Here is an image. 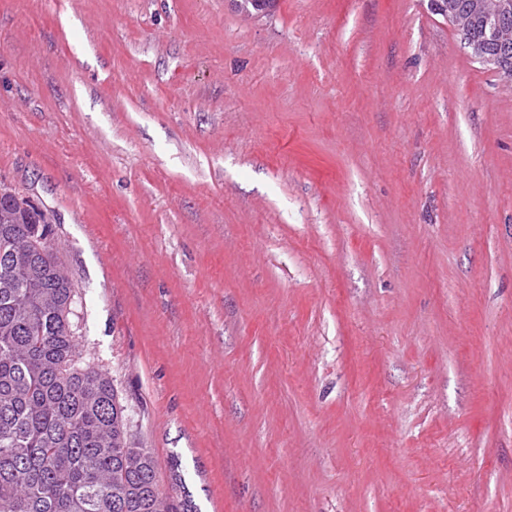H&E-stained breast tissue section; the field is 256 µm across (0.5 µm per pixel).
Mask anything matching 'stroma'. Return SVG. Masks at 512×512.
Wrapping results in <instances>:
<instances>
[{
	"mask_svg": "<svg viewBox=\"0 0 512 512\" xmlns=\"http://www.w3.org/2000/svg\"><path fill=\"white\" fill-rule=\"evenodd\" d=\"M0 182L198 512H512V87L426 0H0Z\"/></svg>",
	"mask_w": 512,
	"mask_h": 512,
	"instance_id": "1",
	"label": "stroma"
}]
</instances>
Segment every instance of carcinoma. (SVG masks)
I'll use <instances>...</instances> for the list:
<instances>
[{
    "instance_id": "obj_1",
    "label": "carcinoma",
    "mask_w": 512,
    "mask_h": 512,
    "mask_svg": "<svg viewBox=\"0 0 512 512\" xmlns=\"http://www.w3.org/2000/svg\"><path fill=\"white\" fill-rule=\"evenodd\" d=\"M51 234L47 211L0 191V512H197L187 493L164 502L152 450L127 446L114 380L83 361Z\"/></svg>"
}]
</instances>
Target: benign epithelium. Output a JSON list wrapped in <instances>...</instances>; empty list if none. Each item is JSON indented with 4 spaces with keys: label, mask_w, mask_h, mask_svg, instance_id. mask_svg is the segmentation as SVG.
I'll list each match as a JSON object with an SVG mask.
<instances>
[{
    "label": "benign epithelium",
    "mask_w": 512,
    "mask_h": 512,
    "mask_svg": "<svg viewBox=\"0 0 512 512\" xmlns=\"http://www.w3.org/2000/svg\"><path fill=\"white\" fill-rule=\"evenodd\" d=\"M428 7L447 15L471 56L512 84V0H470L463 11L444 0H428Z\"/></svg>",
    "instance_id": "7a95c632"
}]
</instances>
